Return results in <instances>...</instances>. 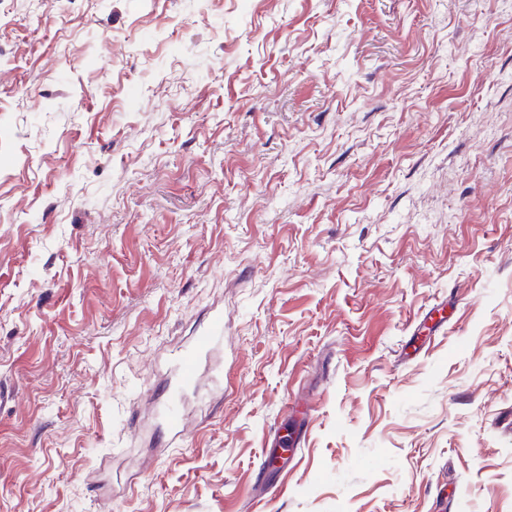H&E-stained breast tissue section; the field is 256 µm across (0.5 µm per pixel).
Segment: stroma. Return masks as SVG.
<instances>
[{
    "label": "stroma",
    "instance_id": "stroma-1",
    "mask_svg": "<svg viewBox=\"0 0 512 512\" xmlns=\"http://www.w3.org/2000/svg\"><path fill=\"white\" fill-rule=\"evenodd\" d=\"M101 499L512 512V0H0V512ZM223 316H215L203 329L190 347L179 352L175 360L174 377L161 389L156 415L160 418L165 433L174 436L186 431L180 402L184 393L197 384L202 358L224 339Z\"/></svg>",
    "mask_w": 512,
    "mask_h": 512
}]
</instances>
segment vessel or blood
Segmentation results:
<instances>
[{
    "mask_svg": "<svg viewBox=\"0 0 512 512\" xmlns=\"http://www.w3.org/2000/svg\"><path fill=\"white\" fill-rule=\"evenodd\" d=\"M224 339V320L215 316L194 339L190 347L179 352L175 360L174 377L161 389L156 414L165 433L179 436L186 430L180 402L184 393L197 384L201 361Z\"/></svg>",
    "mask_w": 512,
    "mask_h": 512,
    "instance_id": "obj_1",
    "label": "vessel or blood"
}]
</instances>
